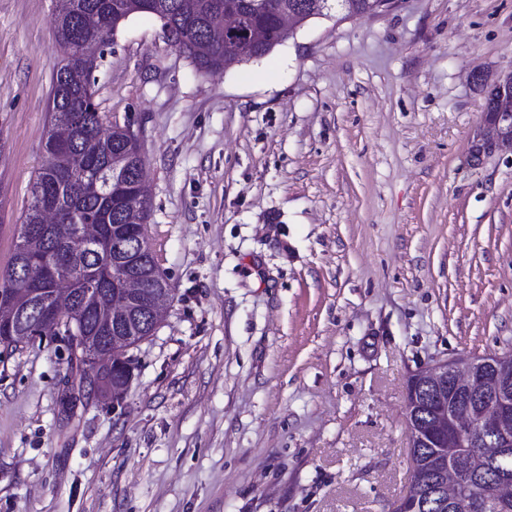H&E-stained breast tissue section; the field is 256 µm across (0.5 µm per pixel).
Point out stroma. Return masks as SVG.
<instances>
[{
  "instance_id": "1",
  "label": "stroma",
  "mask_w": 512,
  "mask_h": 512,
  "mask_svg": "<svg viewBox=\"0 0 512 512\" xmlns=\"http://www.w3.org/2000/svg\"><path fill=\"white\" fill-rule=\"evenodd\" d=\"M56 0H0V270L44 161ZM512 0L317 18L197 73L159 20L97 61L142 136L174 299L112 407L0 346V512H391L418 367L512 352V151L473 160Z\"/></svg>"
}]
</instances>
